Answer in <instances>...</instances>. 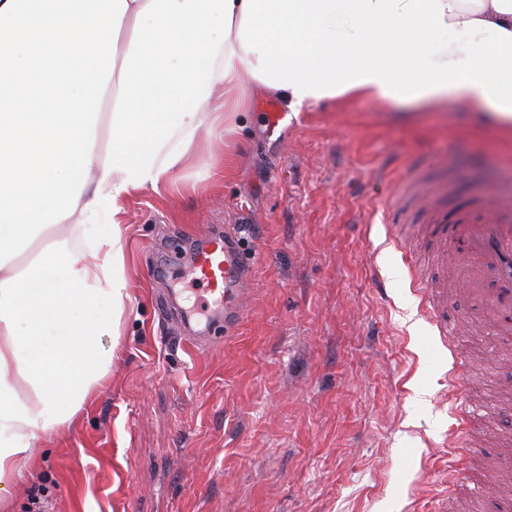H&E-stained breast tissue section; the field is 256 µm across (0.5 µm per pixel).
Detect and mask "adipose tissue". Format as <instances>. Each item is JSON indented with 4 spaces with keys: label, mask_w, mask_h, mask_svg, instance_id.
<instances>
[{
    "label": "adipose tissue",
    "mask_w": 512,
    "mask_h": 512,
    "mask_svg": "<svg viewBox=\"0 0 512 512\" xmlns=\"http://www.w3.org/2000/svg\"><path fill=\"white\" fill-rule=\"evenodd\" d=\"M245 75L293 110L454 99L510 139L512 0H0V507L112 372L125 203L244 111Z\"/></svg>",
    "instance_id": "1"
}]
</instances>
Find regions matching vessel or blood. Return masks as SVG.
<instances>
[{"label":"vessel or blood","mask_w":512,"mask_h":512,"mask_svg":"<svg viewBox=\"0 0 512 512\" xmlns=\"http://www.w3.org/2000/svg\"><path fill=\"white\" fill-rule=\"evenodd\" d=\"M433 224H451L456 231L460 258L478 267L496 288L486 297L495 323L512 330V200L492 197L473 208L455 214L440 206L428 211ZM203 302L224 311L225 325L243 318V300L248 293L249 268L239 244L232 237L211 240L200 248L194 265ZM423 309L434 322L448 312V283L438 278L415 275Z\"/></svg>","instance_id":"obj_1"}]
</instances>
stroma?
Returning a JSON list of instances; mask_svg holds the SVG:
<instances>
[{"label":"stroma","mask_w":512,"mask_h":512,"mask_svg":"<svg viewBox=\"0 0 512 512\" xmlns=\"http://www.w3.org/2000/svg\"><path fill=\"white\" fill-rule=\"evenodd\" d=\"M246 128L201 133L160 193L123 217L133 316L109 384L66 435L41 438L11 512H512V334L423 208L402 222L447 278L451 349L432 341L384 211L426 178L457 211L512 195V140L455 100H325L288 111L243 77ZM288 119L268 132V106ZM401 222V223H402ZM232 228L251 259L241 324L194 347L168 302L195 296L182 257ZM464 419L443 400L457 353ZM429 389L426 402L413 385ZM466 464H459V454Z\"/></svg>","instance_id":"stroma-1"}]
</instances>
